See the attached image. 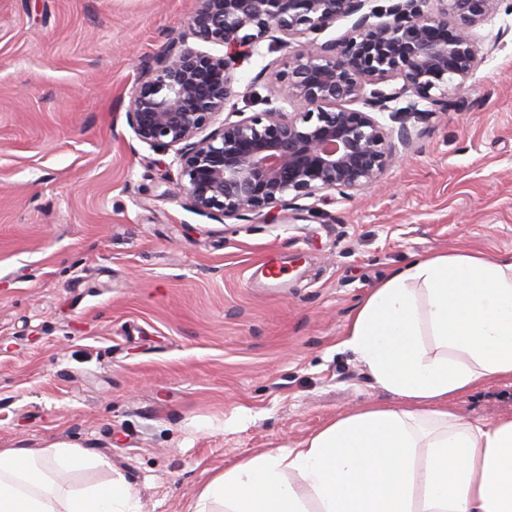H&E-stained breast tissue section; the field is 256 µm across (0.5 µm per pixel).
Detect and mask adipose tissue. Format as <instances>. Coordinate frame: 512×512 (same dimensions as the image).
<instances>
[{"label": "adipose tissue", "mask_w": 512, "mask_h": 512, "mask_svg": "<svg viewBox=\"0 0 512 512\" xmlns=\"http://www.w3.org/2000/svg\"><path fill=\"white\" fill-rule=\"evenodd\" d=\"M344 344L401 407L337 417L295 448L254 455L206 483L191 512H512V417L463 421L448 400L512 378V256L435 252L380 282ZM79 448H0V512H139L123 477Z\"/></svg>", "instance_id": "obj_1"}]
</instances>
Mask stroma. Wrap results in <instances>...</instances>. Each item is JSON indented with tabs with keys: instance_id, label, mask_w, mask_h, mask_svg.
<instances>
[{
	"instance_id": "stroma-1",
	"label": "stroma",
	"mask_w": 512,
	"mask_h": 512,
	"mask_svg": "<svg viewBox=\"0 0 512 512\" xmlns=\"http://www.w3.org/2000/svg\"><path fill=\"white\" fill-rule=\"evenodd\" d=\"M197 0H0V448L66 443L110 461L140 512L338 416L395 406L343 345L370 288L414 255L512 254V0L476 30L480 64L380 181L287 218L219 222L174 195L172 153L127 124L140 73ZM261 43L230 112L281 106ZM276 258L279 284L253 268ZM512 417V378L448 401Z\"/></svg>"
}]
</instances>
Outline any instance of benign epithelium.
Wrapping results in <instances>:
<instances>
[{
    "label": "benign epithelium",
    "mask_w": 512,
    "mask_h": 512,
    "mask_svg": "<svg viewBox=\"0 0 512 512\" xmlns=\"http://www.w3.org/2000/svg\"><path fill=\"white\" fill-rule=\"evenodd\" d=\"M371 2L199 0L189 34L224 46V55L171 42L140 64L143 81L127 112L139 141L174 152L177 198L223 221L293 211L322 192L350 197L378 182L395 143L410 148L418 125L447 111L448 93L471 78L480 62L474 31L501 0H393L369 9ZM344 18L353 23L342 38L306 41L274 73L294 111L272 106L214 126L233 97L232 70L261 42L286 45ZM408 94L416 100L388 111ZM420 100L430 108H418ZM384 112L387 124L378 119Z\"/></svg>",
    "instance_id": "obj_1"
}]
</instances>
